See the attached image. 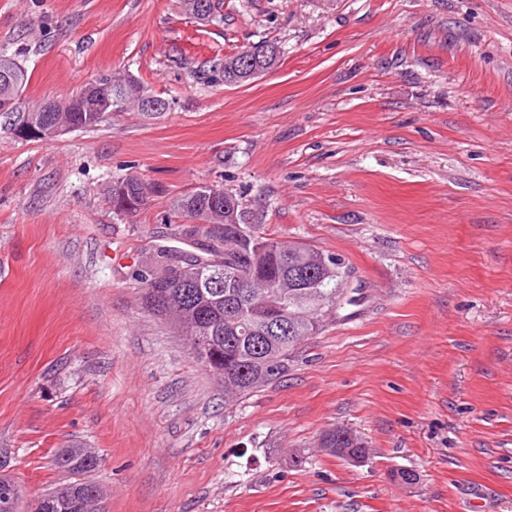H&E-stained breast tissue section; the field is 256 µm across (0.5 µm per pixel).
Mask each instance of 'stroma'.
I'll return each mask as SVG.
<instances>
[{
    "label": "stroma",
    "mask_w": 512,
    "mask_h": 512,
    "mask_svg": "<svg viewBox=\"0 0 512 512\" xmlns=\"http://www.w3.org/2000/svg\"><path fill=\"white\" fill-rule=\"evenodd\" d=\"M279 42L278 68L215 81ZM21 101L102 74L167 112L19 139L0 115V477L20 512L73 481L108 512H512V0H0ZM151 188L115 214L107 189ZM240 195L249 223L338 255L349 286L279 379L245 396L148 312L134 275L183 247L171 204ZM341 427L369 448H321ZM416 473L414 484L396 479ZM186 3L189 5L190 10L192 11L191 14L200 21H224V14H222V8L224 5L223 0H208L209 11L207 16H198L205 14L208 10V3L206 0H186ZM118 181L112 182V195L111 188L108 190L112 208L116 213L124 215H134L145 207L148 200V187L145 183L135 175H129L124 178L117 179ZM122 184L125 182L127 191L120 195L119 191L114 185ZM124 203L126 206H124ZM117 206L123 209H116ZM55 465L62 471L91 472L98 466L97 457L79 445L66 448L55 457Z\"/></svg>",
    "instance_id": "35a3bbf8"
}]
</instances>
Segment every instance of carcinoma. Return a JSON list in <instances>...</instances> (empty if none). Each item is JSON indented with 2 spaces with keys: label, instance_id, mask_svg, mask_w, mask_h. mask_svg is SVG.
Instances as JSON below:
<instances>
[{
  "label": "carcinoma",
  "instance_id": "obj_1",
  "mask_svg": "<svg viewBox=\"0 0 512 512\" xmlns=\"http://www.w3.org/2000/svg\"><path fill=\"white\" fill-rule=\"evenodd\" d=\"M278 43L262 40L255 43L257 51L269 50L259 61V68L269 71L279 65L281 54L273 48ZM248 57L241 50L224 56L220 69L224 84L237 85L241 79L233 64ZM14 74L13 87H0V97L10 93L19 98L29 83L25 68L16 60L1 57L0 63ZM109 111L83 112L79 108L64 112H49L45 102L28 109L15 106L8 112L13 117L12 126L34 123H50L57 119L68 120L75 129L98 125ZM127 191L112 189V207H120L118 213L134 215L145 207L148 187L135 175L119 179ZM222 197L227 210H213L207 205L202 191ZM172 210L185 222L176 225L177 234L185 240H198L203 244L204 256L195 264L187 263L180 271L172 269L173 260L183 251L160 249L154 251L135 275L141 288L146 308L162 317L189 337L191 354L210 372L224 379V389L229 393L246 395L257 386H264L288 370L292 353L308 336L318 333L325 317L336 309L345 294L346 278L344 262L332 253H323L287 241L268 237L258 231L257 225L246 223L242 203L237 195L220 184L202 185L175 199ZM236 211L238 223H224V214ZM317 255L338 264L331 272L323 265H311L312 274L303 285L292 283V268L305 256ZM241 270L253 274L258 280L254 292L246 295L239 288H230L226 269ZM271 314H277L288 323V338L276 336L264 341L262 353L267 368L262 370L259 385L240 383L241 370L248 373L259 371L257 352L244 331L261 335L264 322ZM322 447L343 458L360 452L366 447L355 445L336 429L322 438ZM55 465L62 471L91 472L98 466L97 457L78 445L66 448L55 457ZM106 499L102 486L91 483H71L50 491L35 501L33 512H99L97 505Z\"/></svg>",
  "mask_w": 512,
  "mask_h": 512
}]
</instances>
